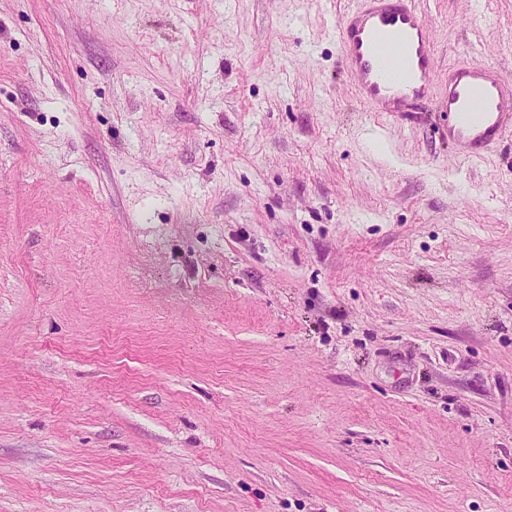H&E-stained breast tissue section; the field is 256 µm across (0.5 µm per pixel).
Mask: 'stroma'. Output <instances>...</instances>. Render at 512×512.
Segmentation results:
<instances>
[{"mask_svg": "<svg viewBox=\"0 0 512 512\" xmlns=\"http://www.w3.org/2000/svg\"><path fill=\"white\" fill-rule=\"evenodd\" d=\"M352 5L0 0V512H512V138L370 111Z\"/></svg>", "mask_w": 512, "mask_h": 512, "instance_id": "35a3bbf8", "label": "stroma"}]
</instances>
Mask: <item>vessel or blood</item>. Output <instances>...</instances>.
<instances>
[{
	"label": "vessel or blood",
	"instance_id": "obj_1",
	"mask_svg": "<svg viewBox=\"0 0 512 512\" xmlns=\"http://www.w3.org/2000/svg\"><path fill=\"white\" fill-rule=\"evenodd\" d=\"M429 20L415 0H359L336 28V43L359 98L370 111L401 118L433 91ZM448 140L461 158L512 136V80L493 66L448 70Z\"/></svg>",
	"mask_w": 512,
	"mask_h": 512
}]
</instances>
